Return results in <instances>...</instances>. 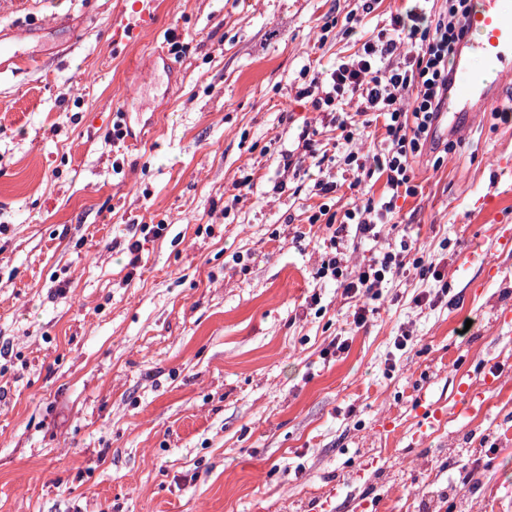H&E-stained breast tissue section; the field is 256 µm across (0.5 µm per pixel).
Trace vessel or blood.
I'll list each match as a JSON object with an SVG mask.
<instances>
[{
	"instance_id": "vessel-or-blood-1",
	"label": "vessel or blood",
	"mask_w": 512,
	"mask_h": 512,
	"mask_svg": "<svg viewBox=\"0 0 512 512\" xmlns=\"http://www.w3.org/2000/svg\"><path fill=\"white\" fill-rule=\"evenodd\" d=\"M152 24L150 11L139 8L113 24L112 40H141ZM465 24L466 50L452 60L454 77L439 117L443 125L449 117L493 105L491 92L498 81L512 80V8L503 7L502 0H469Z\"/></svg>"
}]
</instances>
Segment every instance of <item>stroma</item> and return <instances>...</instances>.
Segmentation results:
<instances>
[{
    "label": "stroma",
    "mask_w": 512,
    "mask_h": 512,
    "mask_svg": "<svg viewBox=\"0 0 512 512\" xmlns=\"http://www.w3.org/2000/svg\"><path fill=\"white\" fill-rule=\"evenodd\" d=\"M133 6L0 0V39L35 25L0 68V512H512V119L449 132L421 193L345 243L435 267L406 262L358 328L307 218L360 198L341 157L383 130L337 142L299 95L359 48L356 0H153L146 42L113 47ZM307 122L338 159L299 176Z\"/></svg>",
    "instance_id": "35a3bbf8"
}]
</instances>
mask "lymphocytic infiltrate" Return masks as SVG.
Masks as SVG:
<instances>
[{
    "instance_id": "obj_1",
    "label": "lymphocytic infiltrate",
    "mask_w": 512,
    "mask_h": 512,
    "mask_svg": "<svg viewBox=\"0 0 512 512\" xmlns=\"http://www.w3.org/2000/svg\"><path fill=\"white\" fill-rule=\"evenodd\" d=\"M466 3L448 0L447 10L434 18L414 10L405 18L392 17L390 30L380 31L353 58L337 62L325 76H313L300 90L301 96L311 98L314 110L330 115L345 141L354 138L355 115L370 112L383 120L376 152L351 151L343 158L352 186L384 177L382 200L366 198L339 218L318 212L308 218L309 223L322 221L332 229L330 251L315 275L339 282L344 296L355 301V325L365 323L370 304L382 296L387 275L399 272L404 258L388 250L352 271L337 247L350 227L357 237H373L377 225L389 223L395 199L417 195L412 163L433 139L451 79L448 59L465 43Z\"/></svg>"
}]
</instances>
